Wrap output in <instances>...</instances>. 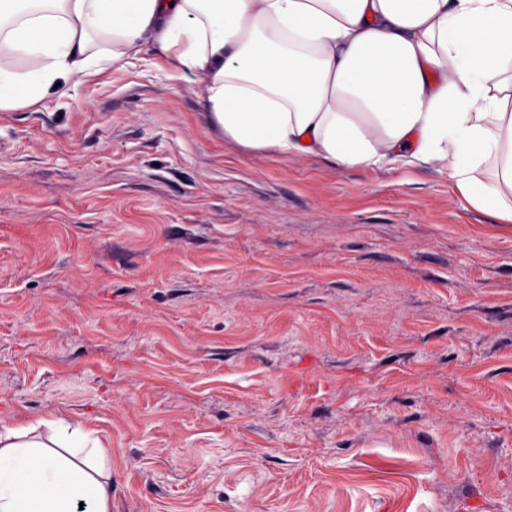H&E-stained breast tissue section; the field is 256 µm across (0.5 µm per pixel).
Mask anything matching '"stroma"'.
Segmentation results:
<instances>
[{
    "mask_svg": "<svg viewBox=\"0 0 512 512\" xmlns=\"http://www.w3.org/2000/svg\"><path fill=\"white\" fill-rule=\"evenodd\" d=\"M91 50L0 112V431L80 422L112 512H512V222Z\"/></svg>",
    "mask_w": 512,
    "mask_h": 512,
    "instance_id": "35a3bbf8",
    "label": "stroma"
}]
</instances>
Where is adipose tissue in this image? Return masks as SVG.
<instances>
[{
	"instance_id": "adipose-tissue-1",
	"label": "adipose tissue",
	"mask_w": 512,
	"mask_h": 512,
	"mask_svg": "<svg viewBox=\"0 0 512 512\" xmlns=\"http://www.w3.org/2000/svg\"><path fill=\"white\" fill-rule=\"evenodd\" d=\"M93 35L118 57L173 51L242 146L433 164L512 221V0H0V112L88 76ZM39 426L0 433V512H111L98 446L65 420L44 441Z\"/></svg>"
}]
</instances>
